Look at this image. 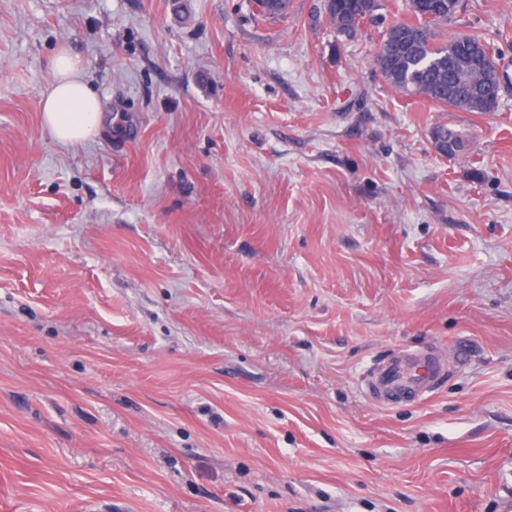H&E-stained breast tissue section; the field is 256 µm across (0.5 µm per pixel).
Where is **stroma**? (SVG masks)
Listing matches in <instances>:
<instances>
[{
    "label": "stroma",
    "mask_w": 512,
    "mask_h": 512,
    "mask_svg": "<svg viewBox=\"0 0 512 512\" xmlns=\"http://www.w3.org/2000/svg\"><path fill=\"white\" fill-rule=\"evenodd\" d=\"M381 3L346 39L322 0H0V512H512V0L437 28L495 48L483 113L389 85ZM426 346L432 396L366 393ZM53 84L42 102L45 127L61 144L93 137L100 124L101 103L83 79L81 60L63 46L52 58Z\"/></svg>",
    "instance_id": "stroma-1"
}]
</instances>
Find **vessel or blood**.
<instances>
[{"instance_id":"vessel-or-blood-1","label":"vessel or blood","mask_w":512,"mask_h":512,"mask_svg":"<svg viewBox=\"0 0 512 512\" xmlns=\"http://www.w3.org/2000/svg\"><path fill=\"white\" fill-rule=\"evenodd\" d=\"M445 371L441 359L428 349L404 352L391 362L372 367L367 390L384 405L432 393Z\"/></svg>"}]
</instances>
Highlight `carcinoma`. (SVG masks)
Listing matches in <instances>:
<instances>
[{"instance_id": "obj_1", "label": "carcinoma", "mask_w": 512, "mask_h": 512, "mask_svg": "<svg viewBox=\"0 0 512 512\" xmlns=\"http://www.w3.org/2000/svg\"><path fill=\"white\" fill-rule=\"evenodd\" d=\"M413 22H398L383 35L379 65L386 80L400 93L421 95L452 110L493 112L498 108V94L493 78L483 79L475 66L487 62L494 48L481 36L459 33L444 42L437 41L435 25L452 21L460 0H406ZM380 0H331L326 8L330 23L340 36L356 33L350 22L380 10ZM434 133L458 151L465 150L461 134L438 126Z\"/></svg>"}]
</instances>
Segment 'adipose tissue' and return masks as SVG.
Returning <instances> with one entry per match:
<instances>
[{
	"mask_svg": "<svg viewBox=\"0 0 512 512\" xmlns=\"http://www.w3.org/2000/svg\"><path fill=\"white\" fill-rule=\"evenodd\" d=\"M53 84L42 102V119L56 141L79 144L100 124L101 103L83 79L81 60L69 47L52 58Z\"/></svg>",
	"mask_w": 512,
	"mask_h": 512,
	"instance_id": "1",
	"label": "adipose tissue"
}]
</instances>
